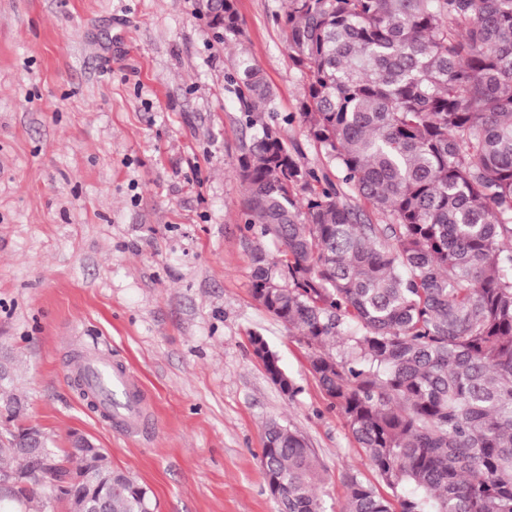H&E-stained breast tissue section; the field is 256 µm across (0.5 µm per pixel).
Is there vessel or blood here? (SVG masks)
Segmentation results:
<instances>
[{
    "mask_svg": "<svg viewBox=\"0 0 512 512\" xmlns=\"http://www.w3.org/2000/svg\"><path fill=\"white\" fill-rule=\"evenodd\" d=\"M80 370L88 372L91 382L105 381L112 395L100 408L111 427L127 436L147 437L155 425L146 411V392L138 377L120 360L98 350L82 361Z\"/></svg>",
    "mask_w": 512,
    "mask_h": 512,
    "instance_id": "obj_1",
    "label": "vessel or blood"
}]
</instances>
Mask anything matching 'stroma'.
Wrapping results in <instances>:
<instances>
[{
  "mask_svg": "<svg viewBox=\"0 0 512 512\" xmlns=\"http://www.w3.org/2000/svg\"><path fill=\"white\" fill-rule=\"evenodd\" d=\"M197 0H0V350L19 367L21 425L66 453L105 448L154 512H277L265 426L301 434L340 508L347 472L378 478L311 373L293 331L255 300L235 174L250 132L228 80L263 73L297 111L303 74L277 19L287 0H237L229 44ZM300 391L267 378L250 338ZM140 378L154 436L114 432L72 385L94 340ZM251 345L254 356L268 357L272 359L271 366H267V371L270 374L268 379L278 387L280 392L288 399H294L299 392L298 387L292 377L283 367L280 357L273 351L264 338L260 335H253L251 337Z\"/></svg>",
  "mask_w": 512,
  "mask_h": 512,
  "instance_id": "35a3bbf8",
  "label": "stroma"
}]
</instances>
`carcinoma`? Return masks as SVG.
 <instances>
[{
	"instance_id": "obj_1",
	"label": "carcinoma",
	"mask_w": 512,
	"mask_h": 512,
	"mask_svg": "<svg viewBox=\"0 0 512 512\" xmlns=\"http://www.w3.org/2000/svg\"><path fill=\"white\" fill-rule=\"evenodd\" d=\"M224 9V23L211 12ZM226 43L236 0H198ZM288 51L304 75L298 116L263 117L270 86L229 76L255 129L236 175L257 248L253 295L297 331L312 372L389 495L346 475L340 512H512V0H288ZM305 136L359 203L306 166L281 123ZM272 359L269 380L299 392ZM0 512H152L122 471L16 421L0 363ZM261 463L278 512H326L323 468L272 420Z\"/></svg>"
}]
</instances>
